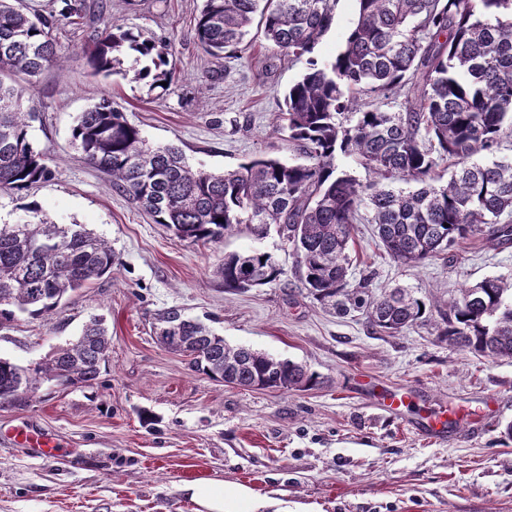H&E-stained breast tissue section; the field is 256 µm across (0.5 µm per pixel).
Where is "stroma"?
Returning <instances> with one entry per match:
<instances>
[{"label": "stroma", "instance_id": "stroma-1", "mask_svg": "<svg viewBox=\"0 0 512 512\" xmlns=\"http://www.w3.org/2000/svg\"><path fill=\"white\" fill-rule=\"evenodd\" d=\"M102 1L107 17L165 45L174 79L164 92L94 73L84 49L101 22H63L62 68L27 87L24 105L39 115L31 134L49 149L54 175L22 195H0V222L26 220L25 205L35 204L55 223L104 238L117 261L50 316L0 326V356L45 360L94 313L107 320L112 351L93 385L46 382L27 404L0 406V512H197L182 487L205 480L244 486L289 512H512V439L502 435L512 423V359L452 349L430 321L389 336L363 317L324 312L276 231L259 238L242 227L209 245L175 238L113 191L72 137L79 115L107 95L150 143L178 146L193 167L219 173L259 155L286 161L294 153L273 129L304 62L272 59L256 28L235 55H205L194 35L202 0L87 4ZM355 233L353 276L373 274L378 290L405 286L445 300L488 276L512 279V248L473 239L451 259L410 266L384 254L371 225ZM252 249L278 261L279 281L226 291L217 267ZM170 309L229 344L305 364L321 382L290 393L246 390L195 372L153 334ZM387 393L409 397L410 407L382 412ZM435 415L448 421L440 440L419 428ZM26 428L51 434L58 455L13 442Z\"/></svg>", "mask_w": 512, "mask_h": 512}]
</instances>
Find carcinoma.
Instances as JSON below:
<instances>
[{
  "label": "carcinoma",
  "mask_w": 512,
  "mask_h": 512,
  "mask_svg": "<svg viewBox=\"0 0 512 512\" xmlns=\"http://www.w3.org/2000/svg\"><path fill=\"white\" fill-rule=\"evenodd\" d=\"M59 11L30 13L23 0H0V193L19 194L53 175L45 149L31 138L25 111L30 78L58 67L59 21L87 22L86 0H61ZM358 19L330 60L313 56L336 17L337 0H203L195 25L202 50L222 59L258 21L272 56L306 59L284 93L288 142L303 161L256 157L215 174L191 167L173 145L150 146L109 96L81 113L73 130L86 159L112 189L131 196L156 224L189 243H219L240 226L255 236L271 227L291 245L305 288L340 316L361 314L390 336L438 315L441 340L478 356L512 358V281L489 276L448 300L411 288L378 293L364 277L349 280L354 225H373L378 245L396 262L418 265L463 242L512 245V0H357ZM150 88L172 82L153 40L104 23L88 50L94 72H121ZM351 158L374 180L360 183L338 164ZM448 163L442 184L436 170ZM416 184V189L400 187ZM33 219L0 224V324L16 314L44 317L112 270L104 239L78 224ZM230 292L279 280L264 251L224 257L217 268ZM157 339L190 358L194 371L251 390H307L319 375L304 365L231 346L201 322L174 310L159 318ZM111 338L95 315L77 340L35 366L0 357V405L30 401L44 381L91 385L108 362Z\"/></svg>",
  "instance_id": "1"
}]
</instances>
